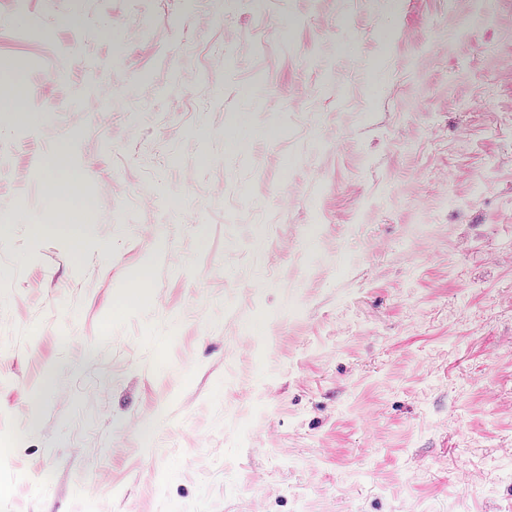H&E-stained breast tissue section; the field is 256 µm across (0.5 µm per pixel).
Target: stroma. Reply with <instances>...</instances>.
<instances>
[{"mask_svg":"<svg viewBox=\"0 0 512 512\" xmlns=\"http://www.w3.org/2000/svg\"><path fill=\"white\" fill-rule=\"evenodd\" d=\"M19 93L0 512H512V0H0Z\"/></svg>","mask_w":512,"mask_h":512,"instance_id":"obj_1","label":"stroma"}]
</instances>
